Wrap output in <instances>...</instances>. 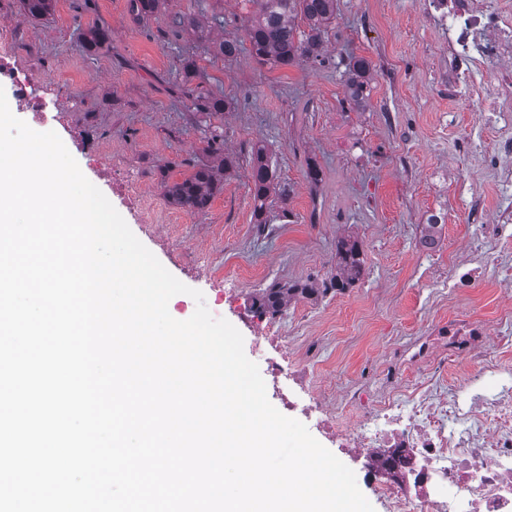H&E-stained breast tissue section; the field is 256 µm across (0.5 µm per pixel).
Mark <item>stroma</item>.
Returning <instances> with one entry per match:
<instances>
[{
    "label": "stroma",
    "mask_w": 512,
    "mask_h": 512,
    "mask_svg": "<svg viewBox=\"0 0 512 512\" xmlns=\"http://www.w3.org/2000/svg\"><path fill=\"white\" fill-rule=\"evenodd\" d=\"M421 0H337L324 38V60L288 67L258 64L248 50L226 58L222 38L245 39L256 7L250 0H162L137 22L127 0H57L52 17L22 21L18 0H0V26L12 34L9 59L68 91V109L53 130L88 180L82 140L97 132L113 171L142 188L143 212L114 192L106 197L135 236L185 285L212 299L233 288L240 301L275 282L305 283L336 271V241L357 239L365 274L340 296L300 298L279 315L294 353L316 343L310 389L327 398L343 380L372 382L387 348L408 344L426 328L466 313L487 322L512 308V244L484 267L476 287L452 295L434 268L468 260L479 240L472 199L494 223L505 193L499 169L460 160V137L481 131L487 146L500 137L493 122L467 101L442 102L434 77L444 43ZM181 15L199 28L173 27ZM99 26L110 39L87 52L82 34ZM373 67L363 107L345 103L343 59ZM224 97L222 112L201 113L198 96ZM224 134L235 157L221 191L201 213L170 204L165 183L196 166L217 165L207 148L211 130ZM264 146L280 186L270 195L269 225L256 224L251 150ZM316 164L319 181L307 176ZM463 165L471 184L460 194L451 175ZM444 211L440 249L417 251L430 212ZM238 305L224 317L241 326Z\"/></svg>",
    "instance_id": "35a3bbf8"
}]
</instances>
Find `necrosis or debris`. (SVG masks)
I'll return each mask as SVG.
<instances>
[{
  "instance_id": "obj_1",
  "label": "necrosis or debris",
  "mask_w": 512,
  "mask_h": 512,
  "mask_svg": "<svg viewBox=\"0 0 512 512\" xmlns=\"http://www.w3.org/2000/svg\"><path fill=\"white\" fill-rule=\"evenodd\" d=\"M448 37V68L438 92L469 99L479 111L512 114V0H423ZM0 83L8 85L32 121H59L63 96L41 92L31 70L0 55ZM254 350L273 394L291 415L316 417V426L348 457L359 460L358 485L369 489L382 512H512V370L493 352L512 347V312L496 325L470 316L427 328L402 347L389 349L375 373L376 388L337 384V405L362 409L351 427L332 425L316 394L300 395L302 376L286 354L280 326L255 310ZM464 370L459 386L442 389L448 362ZM424 376L404 382L408 370Z\"/></svg>"
}]
</instances>
